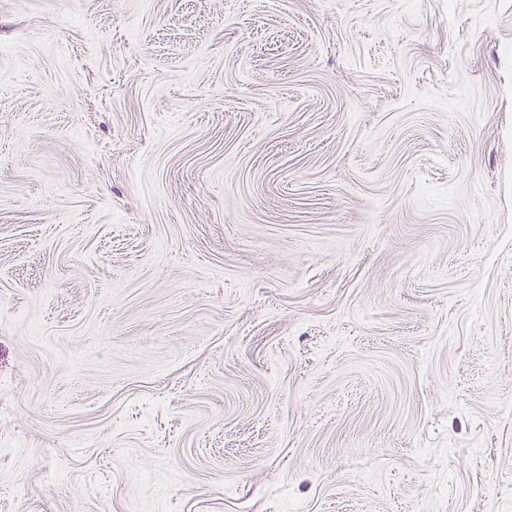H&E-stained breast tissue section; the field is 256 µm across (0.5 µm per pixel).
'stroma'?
I'll return each mask as SVG.
<instances>
[{"label": "stroma", "mask_w": 512, "mask_h": 512, "mask_svg": "<svg viewBox=\"0 0 512 512\" xmlns=\"http://www.w3.org/2000/svg\"><path fill=\"white\" fill-rule=\"evenodd\" d=\"M0 512H512V0H0Z\"/></svg>", "instance_id": "35a3bbf8"}]
</instances>
